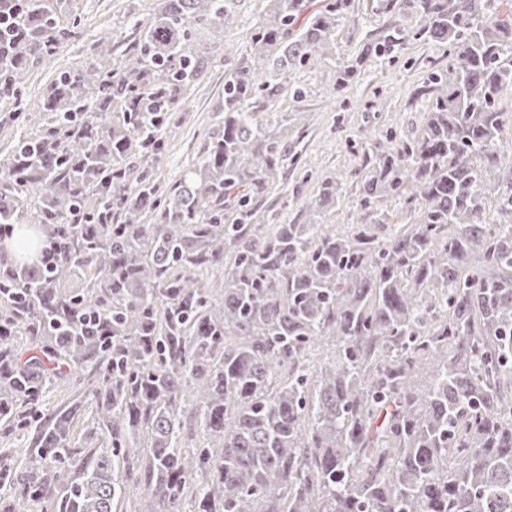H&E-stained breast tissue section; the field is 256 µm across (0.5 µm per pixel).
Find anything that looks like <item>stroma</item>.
I'll use <instances>...</instances> for the list:
<instances>
[{
  "mask_svg": "<svg viewBox=\"0 0 512 512\" xmlns=\"http://www.w3.org/2000/svg\"><path fill=\"white\" fill-rule=\"evenodd\" d=\"M158 0H65L63 19L78 18L75 36L53 59H35L27 78L26 105L41 111L47 89L59 72L84 67L93 57L99 37L110 31L112 67H120L137 33L136 20L153 14ZM270 11L268 0H239L233 20L221 41L209 49L210 64L200 82L186 94L164 131L165 149L155 167L162 182L178 180L195 163L205 142L222 127L224 73L249 56V41ZM416 10L388 8L386 0H351L349 12L336 23L335 50L329 57H310L301 68L288 71L284 89L273 96L270 109L288 117L290 148L309 165L308 174L286 166L277 186L262 198L259 210L265 223L297 224L304 201L316 196L323 178L343 179L328 224L352 223L361 176L370 170L373 142L362 140L361 130L394 131L410 137L420 126L426 108L419 89L429 72L448 65L447 47L434 40H412L406 33L419 24ZM404 33L394 50L366 61L342 95L333 96L338 67L350 62L365 44L389 34Z\"/></svg>",
  "mask_w": 512,
  "mask_h": 512,
  "instance_id": "stroma-1",
  "label": "stroma"
}]
</instances>
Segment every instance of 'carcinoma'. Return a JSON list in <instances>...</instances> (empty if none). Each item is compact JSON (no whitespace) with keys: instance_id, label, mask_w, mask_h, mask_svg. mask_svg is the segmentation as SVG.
I'll use <instances>...</instances> for the list:
<instances>
[{"instance_id":"cac0c4a2","label":"carcinoma","mask_w":512,"mask_h":512,"mask_svg":"<svg viewBox=\"0 0 512 512\" xmlns=\"http://www.w3.org/2000/svg\"><path fill=\"white\" fill-rule=\"evenodd\" d=\"M119 70L62 72L26 110L32 59L73 36L58 0H0V97L26 124L0 162V230L37 224L48 260H0V444L61 383L92 379L32 430L27 479L0 455L10 512H512V0H416L406 37L448 45L409 138L376 139L357 220L328 230L341 181L301 224L256 202L288 156L266 117L276 80L328 55L351 0H269L250 54L224 73L222 133L167 187L151 172L172 112L205 73L238 0H159ZM393 39L365 45L336 90ZM406 205L387 231L382 203ZM501 220L490 221V212ZM227 266L221 293L202 273ZM36 354L24 357L20 344ZM330 358L314 367L318 345ZM204 442L182 448L185 413ZM127 465L125 478L119 477Z\"/></svg>"}]
</instances>
